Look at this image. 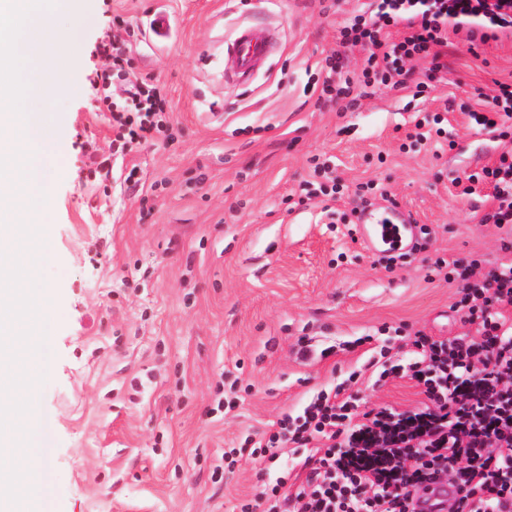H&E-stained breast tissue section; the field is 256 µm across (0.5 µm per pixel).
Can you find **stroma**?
<instances>
[{
    "label": "stroma",
    "mask_w": 512,
    "mask_h": 512,
    "mask_svg": "<svg viewBox=\"0 0 512 512\" xmlns=\"http://www.w3.org/2000/svg\"><path fill=\"white\" fill-rule=\"evenodd\" d=\"M358 0H79L54 16L61 64L77 89L47 103L59 129L51 256L37 275L59 287L50 368L33 391L54 512H241L262 490L243 448L314 391L380 349L409 362L416 333L475 335L437 260L512 264L485 216L492 187L460 180L512 151L473 127L479 94L512 80V34L469 44L449 33L444 80L428 97L382 87L339 112L307 90L325 76ZM164 12L170 34L151 39ZM120 25H112V17ZM261 20L277 38L252 85L225 82L224 41ZM80 29L79 42L70 32ZM120 34L131 78L156 86L166 124L154 141L112 152V114L94 88ZM441 114L443 135L416 122ZM336 197L301 201L313 161ZM392 205L427 226L425 249L386 269L344 215ZM325 358L304 359L300 337ZM351 350H342V343ZM362 408L416 409L406 377L362 378ZM238 449L220 475L225 450Z\"/></svg>",
    "instance_id": "obj_1"
}]
</instances>
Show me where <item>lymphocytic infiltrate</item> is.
I'll return each instance as SVG.
<instances>
[{
    "label": "lymphocytic infiltrate",
    "mask_w": 512,
    "mask_h": 512,
    "mask_svg": "<svg viewBox=\"0 0 512 512\" xmlns=\"http://www.w3.org/2000/svg\"><path fill=\"white\" fill-rule=\"evenodd\" d=\"M402 27L401 37L391 30ZM480 31L482 39L512 32V0H369L340 31L342 50L360 49L359 72L331 63L321 92L337 111L355 107L356 87L410 88L422 96L439 82L449 29ZM430 59L414 77L408 64ZM135 117L113 114L124 142H149L163 123L162 102L146 83L131 84ZM484 111L471 121L500 137L512 134V82L497 83L485 97ZM471 183L492 185L498 206L494 224L512 225V161L470 175ZM477 261L448 263L445 281L458 283V302L479 336L446 340L415 335L412 362L372 359L375 383L410 377L424 395L415 410L378 407L361 410L346 381L318 391L296 416L283 415L276 431L252 447L262 474L271 478L263 512H512V324L500 307L512 303V265L477 277ZM307 449L310 468L305 487L286 493L288 473L278 451ZM454 487V497L439 500L435 483Z\"/></svg>",
    "instance_id": "obj_1"
}]
</instances>
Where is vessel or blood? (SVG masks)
<instances>
[{
    "label": "vessel or blood",
    "mask_w": 512,
    "mask_h": 512,
    "mask_svg": "<svg viewBox=\"0 0 512 512\" xmlns=\"http://www.w3.org/2000/svg\"><path fill=\"white\" fill-rule=\"evenodd\" d=\"M273 43L274 34L269 27H239L226 48L230 63L224 68L225 78L237 84L248 83L255 67L269 56ZM358 229L370 249L385 253L410 250L418 236L417 226L392 208L362 215Z\"/></svg>",
    "instance_id": "obj_1"
}]
</instances>
